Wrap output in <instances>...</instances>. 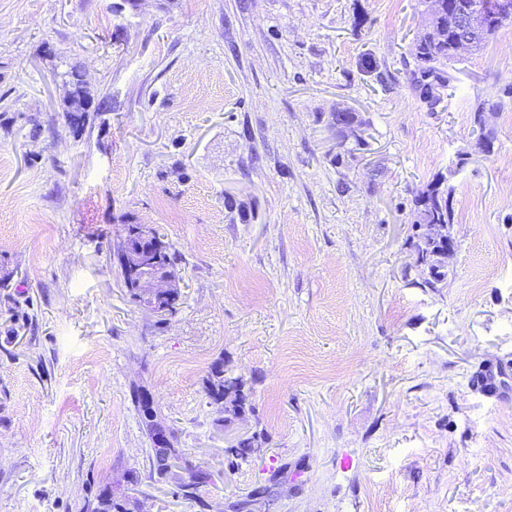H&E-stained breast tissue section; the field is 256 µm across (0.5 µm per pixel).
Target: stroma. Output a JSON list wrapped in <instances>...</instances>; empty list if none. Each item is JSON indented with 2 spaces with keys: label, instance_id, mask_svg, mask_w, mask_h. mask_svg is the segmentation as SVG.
Returning <instances> with one entry per match:
<instances>
[{
  "label": "stroma",
  "instance_id": "stroma-1",
  "mask_svg": "<svg viewBox=\"0 0 512 512\" xmlns=\"http://www.w3.org/2000/svg\"><path fill=\"white\" fill-rule=\"evenodd\" d=\"M420 24L418 0H0V512H91L106 488L128 512H512V399L470 385L492 365L512 386V20L434 112ZM73 66L102 104L78 129ZM440 176L434 289L413 198ZM128 224L180 255L175 312L129 300ZM217 362L242 417L206 395ZM246 431L265 442L229 468ZM413 243L416 253V263L422 274L421 285L425 288H443L448 278V253L445 246L431 242L420 234L414 236ZM161 423V421H159ZM162 425V431H161V435L162 437L159 439L156 437V434H154L152 431H149L147 426H146V429L148 430L149 432V435H150V438H151V441H152V444H153V449L155 451V455H156V458L159 462V466H161V469H160V473H163V472H167V469H168V464L166 463V461L169 459V458H174V459H178L179 458V453L177 451L176 448H174V444H173V439H174V433L172 430H170L169 428H166L165 429V426L161 423ZM158 448H168L169 449V454L168 456H165L162 452H160V450Z\"/></svg>",
  "mask_w": 512,
  "mask_h": 512
}]
</instances>
